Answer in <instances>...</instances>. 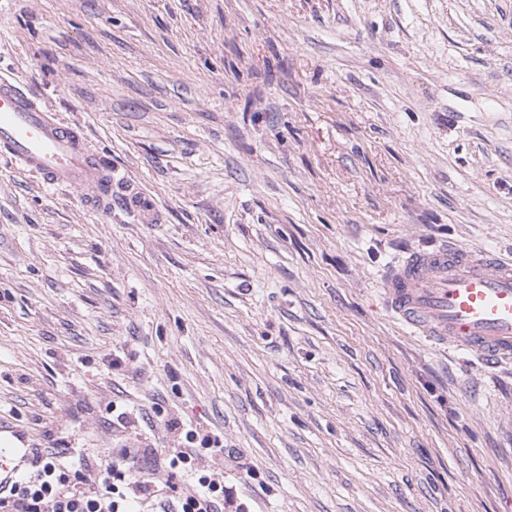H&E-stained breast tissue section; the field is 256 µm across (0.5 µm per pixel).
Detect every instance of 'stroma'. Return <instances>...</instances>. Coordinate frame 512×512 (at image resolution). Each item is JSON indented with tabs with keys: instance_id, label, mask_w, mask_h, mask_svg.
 Segmentation results:
<instances>
[{
	"instance_id": "1",
	"label": "stroma",
	"mask_w": 512,
	"mask_h": 512,
	"mask_svg": "<svg viewBox=\"0 0 512 512\" xmlns=\"http://www.w3.org/2000/svg\"><path fill=\"white\" fill-rule=\"evenodd\" d=\"M0 75L115 180L107 220L0 151V443L102 468L134 411L248 512H512V362L379 300L512 254V0H0Z\"/></svg>"
}]
</instances>
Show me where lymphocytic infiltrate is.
<instances>
[{"mask_svg": "<svg viewBox=\"0 0 512 512\" xmlns=\"http://www.w3.org/2000/svg\"><path fill=\"white\" fill-rule=\"evenodd\" d=\"M166 430L172 445L164 455L146 448H121L111 464L65 466L57 449L37 458L35 475H16L0 485V512H245L224 486V445L220 437L171 418ZM211 468L196 481L183 476L199 450Z\"/></svg>", "mask_w": 512, "mask_h": 512, "instance_id": "obj_1", "label": "lymphocytic infiltrate"}]
</instances>
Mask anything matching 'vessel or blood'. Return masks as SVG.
<instances>
[{
    "mask_svg": "<svg viewBox=\"0 0 512 512\" xmlns=\"http://www.w3.org/2000/svg\"><path fill=\"white\" fill-rule=\"evenodd\" d=\"M0 149L52 186L85 190L112 214V162L83 132L41 108L16 80L0 78ZM385 311L412 334L478 355L488 367L512 358V259L461 246L413 249L387 273Z\"/></svg>",
    "mask_w": 512,
    "mask_h": 512,
    "instance_id": "obj_1",
    "label": "vessel or blood"
}]
</instances>
